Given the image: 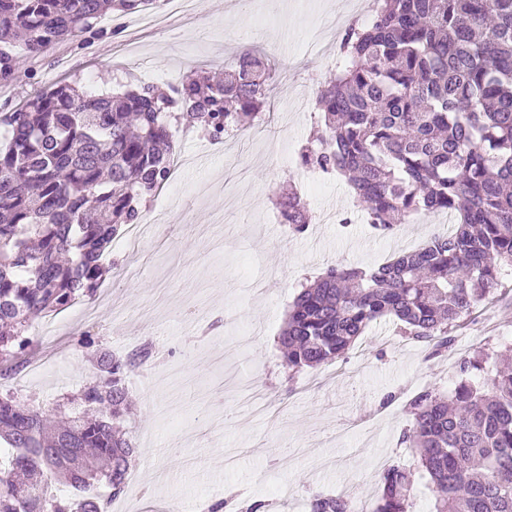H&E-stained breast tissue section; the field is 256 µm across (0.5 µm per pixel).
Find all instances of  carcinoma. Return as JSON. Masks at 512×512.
I'll use <instances>...</instances> for the list:
<instances>
[{
    "label": "carcinoma",
    "instance_id": "1",
    "mask_svg": "<svg viewBox=\"0 0 512 512\" xmlns=\"http://www.w3.org/2000/svg\"><path fill=\"white\" fill-rule=\"evenodd\" d=\"M157 0H0V82L12 77L15 41L40 56L82 34L108 10L130 14ZM271 64L243 52L216 84L199 75L171 94L149 83L92 96L64 83L0 116V362L24 365L32 318L94 296L112 243L141 221L143 203L171 176L172 129L212 141L263 123ZM316 143L298 164L348 181L381 235L424 213L453 226L422 248L368 270L336 265L302 287L277 337L292 374L345 357L372 323L441 354L453 329L512 267V0H378L345 31L334 78L318 95ZM276 205L296 233L311 224L289 188ZM96 379L56 401L61 426L14 392L0 395V512H103L126 494L136 453L121 430L125 379L149 362L83 333ZM402 441L433 485L431 512H512V369L483 391L466 380L448 394L426 388L408 402ZM73 490L53 494L51 481ZM412 473L392 465L366 512H410ZM311 512H357L319 492Z\"/></svg>",
    "mask_w": 512,
    "mask_h": 512
}]
</instances>
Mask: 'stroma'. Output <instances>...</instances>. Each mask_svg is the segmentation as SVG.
<instances>
[{"mask_svg": "<svg viewBox=\"0 0 512 512\" xmlns=\"http://www.w3.org/2000/svg\"><path fill=\"white\" fill-rule=\"evenodd\" d=\"M357 0H278L266 17L261 0H196L192 15L140 29L107 14L100 35L84 34L43 55L20 56L0 84V114L60 81L108 94L141 58L146 81L169 91L196 70L221 72L240 44L254 42L276 67L301 59L294 79L277 81L262 125L214 143L177 135L183 194L162 190L149 203L163 215L134 248L116 245L114 270L94 299L39 319L47 333L34 349L44 371L0 365V392H33L48 408L94 381L78 346L89 332L115 354L151 344L159 358L126 380L124 429L138 448L122 496L139 505L231 497L266 512H309L314 493L354 486L362 500L379 490V461L412 466L401 442L407 401L427 387L452 389L463 358L512 336V275L453 331L447 355L397 335L392 322L371 326L346 359L289 378L275 343L303 283L330 266L370 269L448 230L444 215L418 217L389 236L375 234L353 206L345 178L328 177L306 200L336 222L286 234L275 224V196L287 191L298 152L317 120L314 86L324 85L333 55L310 57L316 34ZM120 269H139L135 281Z\"/></svg>", "mask_w": 512, "mask_h": 512, "instance_id": "stroma-1", "label": "stroma"}]
</instances>
